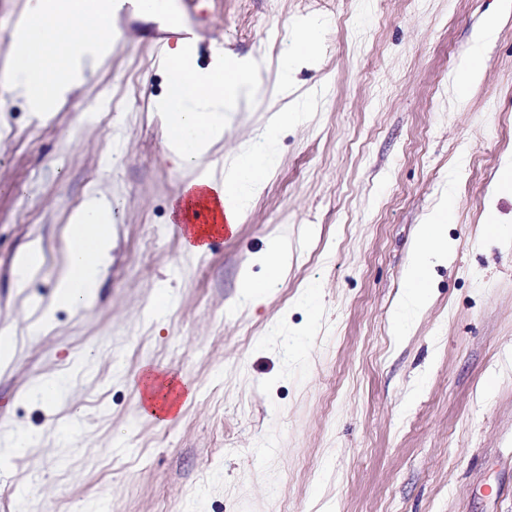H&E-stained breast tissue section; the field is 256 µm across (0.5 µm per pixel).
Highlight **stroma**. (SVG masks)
Segmentation results:
<instances>
[{
  "label": "stroma",
  "mask_w": 512,
  "mask_h": 512,
  "mask_svg": "<svg viewBox=\"0 0 512 512\" xmlns=\"http://www.w3.org/2000/svg\"><path fill=\"white\" fill-rule=\"evenodd\" d=\"M169 2L147 15L129 0L113 19L124 41L39 123L7 85L27 0H0V329L20 338L0 368V449L35 439L0 456V512H512V190H493L512 171V0ZM304 18L320 24V53L282 97L278 64ZM183 28L199 69L251 58L265 89L228 113L202 168L257 145L273 109L308 104L279 132L245 220L201 251L178 228L191 176L150 116ZM105 89L114 111L88 118ZM92 191L114 207L97 302L26 335L24 300L51 297L63 227ZM447 199L431 303L397 331L416 236ZM277 238L295 260L257 304L241 279L264 277ZM35 240L45 260L20 291L15 259ZM148 369L192 391L172 422L140 410ZM60 372L68 399L30 397Z\"/></svg>",
  "instance_id": "obj_1"
}]
</instances>
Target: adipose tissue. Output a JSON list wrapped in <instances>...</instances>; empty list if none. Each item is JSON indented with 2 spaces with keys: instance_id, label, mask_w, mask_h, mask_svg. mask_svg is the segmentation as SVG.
<instances>
[{
  "instance_id": "1",
  "label": "adipose tissue",
  "mask_w": 512,
  "mask_h": 512,
  "mask_svg": "<svg viewBox=\"0 0 512 512\" xmlns=\"http://www.w3.org/2000/svg\"><path fill=\"white\" fill-rule=\"evenodd\" d=\"M112 0H27L10 42L11 87L23 95L35 119L51 112L58 100L79 84L89 69L110 53L117 32L112 25ZM316 22L297 26L296 51L279 64V92L287 94L295 66L320 51ZM196 47L184 41L167 51V87L155 104L163 131L164 153L180 168L195 169L187 192L206 191L221 206L229 224L243 220L264 177L275 164L270 148L280 129L302 119L301 106L274 112L265 130L266 148L247 149L225 167L223 177L199 170L200 160L224 137V115L236 110L256 88V64L216 56L205 70L194 64ZM113 209L105 198L91 194L70 215L66 247L50 300L30 298L37 317L28 326L34 336L46 333L57 311H80L93 305L112 248ZM448 221L439 211L422 225L407 271L404 307L417 312L428 304L427 258L440 244V229Z\"/></svg>"
}]
</instances>
